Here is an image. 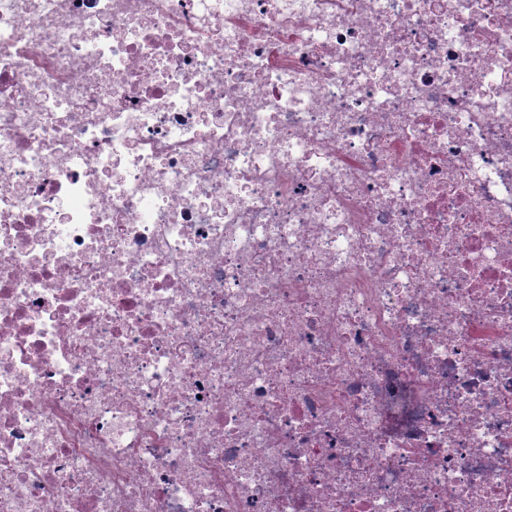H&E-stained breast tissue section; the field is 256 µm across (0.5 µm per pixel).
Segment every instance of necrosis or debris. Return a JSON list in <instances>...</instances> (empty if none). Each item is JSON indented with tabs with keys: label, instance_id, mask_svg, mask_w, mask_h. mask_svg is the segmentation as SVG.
Returning a JSON list of instances; mask_svg holds the SVG:
<instances>
[{
	"label": "necrosis or debris",
	"instance_id": "1",
	"mask_svg": "<svg viewBox=\"0 0 512 512\" xmlns=\"http://www.w3.org/2000/svg\"><path fill=\"white\" fill-rule=\"evenodd\" d=\"M0 512H512V0H0Z\"/></svg>",
	"mask_w": 512,
	"mask_h": 512
}]
</instances>
